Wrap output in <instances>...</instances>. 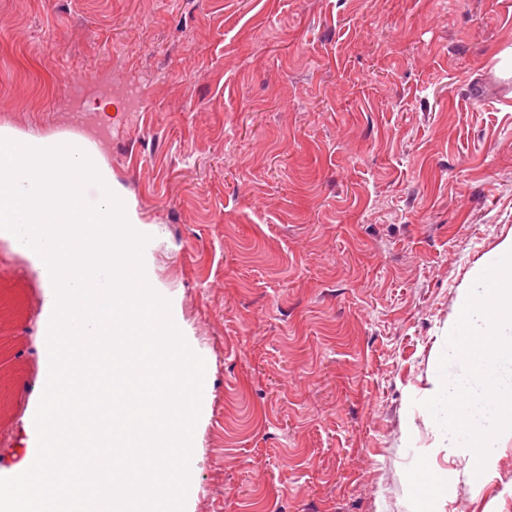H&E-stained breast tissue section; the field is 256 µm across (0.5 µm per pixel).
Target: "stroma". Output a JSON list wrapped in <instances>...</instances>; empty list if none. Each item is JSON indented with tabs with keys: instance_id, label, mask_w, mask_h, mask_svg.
I'll return each instance as SVG.
<instances>
[{
	"instance_id": "stroma-1",
	"label": "stroma",
	"mask_w": 512,
	"mask_h": 512,
	"mask_svg": "<svg viewBox=\"0 0 512 512\" xmlns=\"http://www.w3.org/2000/svg\"><path fill=\"white\" fill-rule=\"evenodd\" d=\"M149 269L208 360L191 512H512L421 402L512 238V0H0V126L51 135L76 77ZM43 284L0 239V477L27 456Z\"/></svg>"
}]
</instances>
